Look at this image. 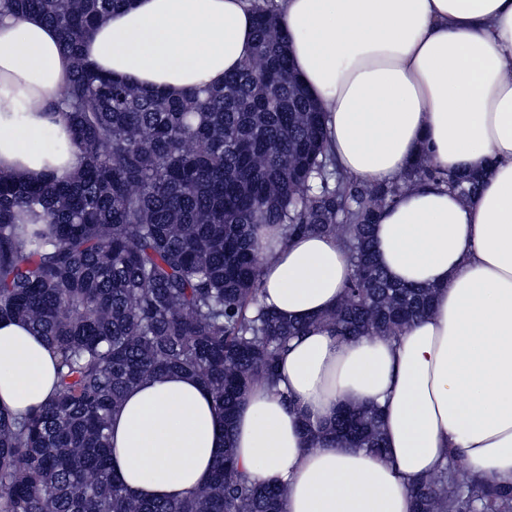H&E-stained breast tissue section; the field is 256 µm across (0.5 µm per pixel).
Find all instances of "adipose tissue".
<instances>
[{"instance_id":"ef3b65f1","label":"adipose tissue","mask_w":512,"mask_h":512,"mask_svg":"<svg viewBox=\"0 0 512 512\" xmlns=\"http://www.w3.org/2000/svg\"><path fill=\"white\" fill-rule=\"evenodd\" d=\"M277 5L339 169L389 182L425 151L440 170L479 173L480 189L465 201L418 184L380 211L388 277L436 290L431 311L395 339L343 341L315 325L354 273L340 239L261 229L260 303L309 325L280 356L277 391L254 385L228 428L197 377L144 381L112 416V464L134 496L179 500L229 443L251 479L284 489V512H413L410 485L453 455L512 483V0ZM254 47L249 0H127L82 52L110 79L179 96L223 86ZM71 75L41 16L0 21L1 171L40 182L78 169L70 122L49 109ZM55 385L44 340L1 321L0 409L27 413ZM345 404L380 408L385 455L309 447L303 419L327 423Z\"/></svg>"}]
</instances>
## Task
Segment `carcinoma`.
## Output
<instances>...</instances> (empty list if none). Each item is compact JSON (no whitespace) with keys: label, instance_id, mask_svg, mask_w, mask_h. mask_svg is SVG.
I'll return each instance as SVG.
<instances>
[{"label":"carcinoma","instance_id":"obj_1","mask_svg":"<svg viewBox=\"0 0 512 512\" xmlns=\"http://www.w3.org/2000/svg\"><path fill=\"white\" fill-rule=\"evenodd\" d=\"M124 0H0L38 12L73 62L54 112L81 157L73 177L32 185L0 174V319H19L55 351L58 391L23 417L0 411V512H281L283 491L237 466L227 447L204 484L178 501L134 498L111 468V416L154 375H195L231 423L256 382L274 386L286 340L306 324L259 304L256 234L333 235L355 267L315 323L342 339L396 338L434 290L395 283L379 265L377 213L408 186L443 184L467 200L472 174L421 155L396 181L363 184L324 145L321 113L290 67L275 0H253V54L217 89L174 98L109 79L82 56L93 26ZM309 445L385 450L379 409L341 407L304 423ZM414 512H512V484L450 459L416 480Z\"/></svg>","mask_w":512,"mask_h":512}]
</instances>
